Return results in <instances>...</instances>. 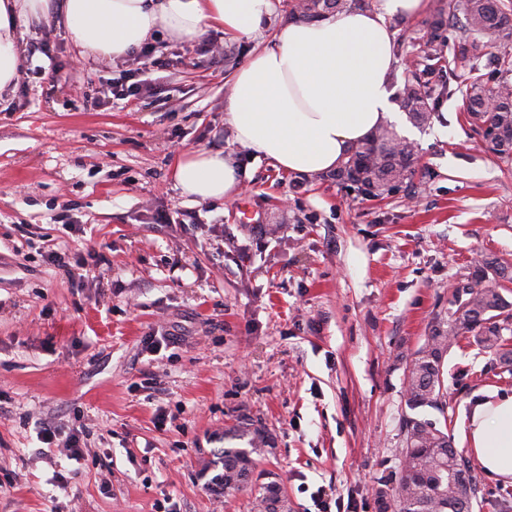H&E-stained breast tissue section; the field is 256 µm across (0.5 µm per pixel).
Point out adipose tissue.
<instances>
[{
	"instance_id": "adipose-tissue-1",
	"label": "adipose tissue",
	"mask_w": 512,
	"mask_h": 512,
	"mask_svg": "<svg viewBox=\"0 0 512 512\" xmlns=\"http://www.w3.org/2000/svg\"><path fill=\"white\" fill-rule=\"evenodd\" d=\"M427 0H380L376 9L292 21L255 50L233 77L224 121L255 158L287 173L335 169L377 127L401 123L387 76L393 17L422 14ZM273 0H0V95L19 71L16 21L64 24L82 56L113 60L161 30L178 39L219 28L252 37ZM173 177L181 195L221 200L239 180L222 152L192 151ZM460 440L489 476L512 482V394L489 389L465 418Z\"/></svg>"
}]
</instances>
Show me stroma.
I'll use <instances>...</instances> for the list:
<instances>
[{
    "instance_id": "obj_1",
    "label": "stroma",
    "mask_w": 512,
    "mask_h": 512,
    "mask_svg": "<svg viewBox=\"0 0 512 512\" xmlns=\"http://www.w3.org/2000/svg\"><path fill=\"white\" fill-rule=\"evenodd\" d=\"M273 2L248 39L157 33L147 44L164 65L151 83L98 109L87 100L136 83L140 60L97 62L64 26L18 21L20 41L50 52L22 59L27 84L0 98V512H257L271 479L288 512H318L321 491L331 512H379L410 414L446 423L471 459L472 512H512V483L459 440L481 390L512 394V372L462 341L444 359L443 410H410L405 389L451 285L485 261L487 279L512 273V157L486 150L454 80L417 128L419 164L387 195L255 159L224 100L287 23L289 0ZM427 20H391V89L420 62ZM194 150L232 156L236 194L180 195L174 166ZM163 211L179 221L159 223ZM88 242L77 288L46 256ZM161 326L178 343L146 351ZM44 420L83 430L91 458L39 442ZM253 428L270 445L251 482L215 494L203 462L248 447Z\"/></svg>"
}]
</instances>
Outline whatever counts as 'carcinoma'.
Masks as SVG:
<instances>
[{"instance_id":"cac0c4a2","label":"carcinoma","mask_w":512,"mask_h":512,"mask_svg":"<svg viewBox=\"0 0 512 512\" xmlns=\"http://www.w3.org/2000/svg\"><path fill=\"white\" fill-rule=\"evenodd\" d=\"M365 0H293L290 16L315 21L332 13L361 9ZM453 0H439L429 22L423 56L424 68L411 72L400 88V107L416 124L432 118L440 99L450 92L449 80L459 78L453 69L438 82L426 76L442 72L444 33ZM463 24L466 35L459 39L458 55L469 62L465 110L471 121L494 143L493 152L512 156V83L508 77L489 88L478 75L481 62L494 55L480 37L512 28V13L501 0H466ZM414 143L398 136L386 126L378 127L366 140L349 151L345 161L330 177L347 181L374 197L397 189L412 173ZM512 329V304L493 285L482 280L461 285L453 294L448 318L434 325L424 347L416 352L407 375L408 405L412 409L431 407L443 410V359L448 347L473 339L499 363L512 368V348L503 332ZM269 440L256 432L251 448H226L210 461L222 466L220 481L224 489L235 490L249 482L255 467L252 455H259ZM381 512H472L475 488L469 462L451 445L448 433L429 420L405 421V448L396 485L376 489ZM261 512H288L280 485L262 484Z\"/></svg>"}]
</instances>
